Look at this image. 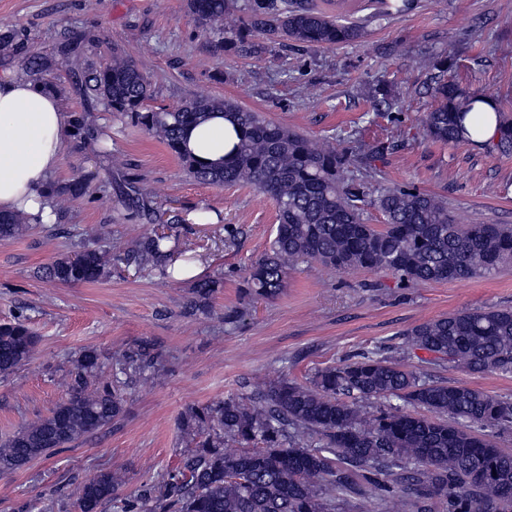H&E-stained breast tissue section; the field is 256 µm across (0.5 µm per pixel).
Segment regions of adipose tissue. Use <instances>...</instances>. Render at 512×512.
Segmentation results:
<instances>
[{
	"label": "adipose tissue",
	"mask_w": 512,
	"mask_h": 512,
	"mask_svg": "<svg viewBox=\"0 0 512 512\" xmlns=\"http://www.w3.org/2000/svg\"><path fill=\"white\" fill-rule=\"evenodd\" d=\"M68 128L61 102L44 80L0 71V211H22L29 223H49L48 184ZM232 132L229 120L214 117L187 131L186 148L205 164H220Z\"/></svg>",
	"instance_id": "1"
}]
</instances>
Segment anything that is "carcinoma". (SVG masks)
Returning a JSON list of instances; mask_svg holds the SVG:
<instances>
[{
	"mask_svg": "<svg viewBox=\"0 0 512 512\" xmlns=\"http://www.w3.org/2000/svg\"><path fill=\"white\" fill-rule=\"evenodd\" d=\"M380 12L400 15L412 0H379ZM188 10L238 49L258 54L268 46L336 47L362 41L365 27L333 18L311 0H187ZM436 106L427 113L428 136L467 143L465 122L479 131V104L448 77L446 57H421ZM84 95L106 103L157 137L187 175L214 185L244 184L276 202L278 223L270 248L251 264L248 282L263 299L277 297L302 262L336 270L384 269L404 283L467 281L512 262V227L456 223L446 202L406 186L363 178L340 181V171L370 172L394 143L370 146L349 137L318 145L268 121L233 99L193 96L173 108L149 109L152 85L119 50L103 66L81 71ZM230 119L237 141L220 165L204 166L183 150L185 132L213 116ZM497 139L489 150H512V117L495 112ZM386 224L363 220L369 193ZM23 213L0 214V240L27 233ZM155 232L106 254L89 245L48 263L41 277L80 285L112 266L133 263L163 280H188V311L205 313L221 278L187 276L192 258ZM409 345L469 374H512V308L460 311L413 327ZM39 339L18 316L0 323V376L28 364ZM157 355L148 341L104 362L94 347L72 360L63 379L65 398L49 413L0 439V474L13 473L91 436L124 412L127 390L152 380ZM109 376L101 378L104 367ZM419 407L426 416L410 411ZM189 451L163 480L134 499H118L123 477L101 470L81 487L80 512L116 502L121 512H336V502L360 501L355 477L376 478L396 500L397 512H512V454L484 429L512 428V398L462 384L433 381L379 352L314 373L306 384L288 377L257 382L247 395L191 404L180 416ZM317 436L313 448L307 438Z\"/></svg>",
	"mask_w": 512,
	"mask_h": 512,
	"instance_id": "1",
	"label": "carcinoma"
}]
</instances>
